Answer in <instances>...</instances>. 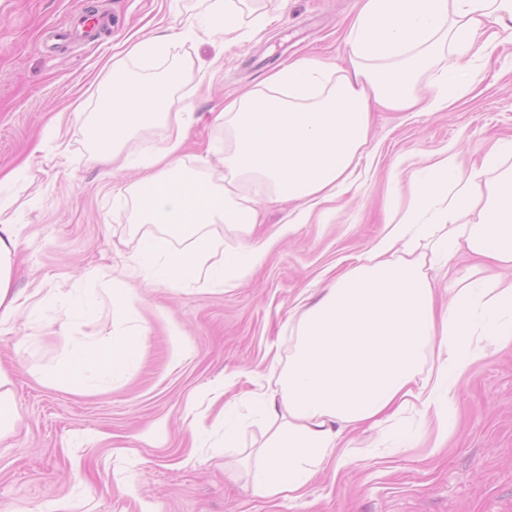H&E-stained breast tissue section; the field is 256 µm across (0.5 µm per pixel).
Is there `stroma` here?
<instances>
[{
  "instance_id": "obj_1",
  "label": "stroma",
  "mask_w": 512,
  "mask_h": 512,
  "mask_svg": "<svg viewBox=\"0 0 512 512\" xmlns=\"http://www.w3.org/2000/svg\"><path fill=\"white\" fill-rule=\"evenodd\" d=\"M87 6L111 26L44 52L42 39ZM257 7L266 24L247 12L237 32L200 38L184 24L202 0H0V203L22 239L12 288L42 290L36 313L21 312L14 333L0 336L15 418L0 438V512H59L64 501L70 512H512V350L489 354L461 386L446 448L432 451V429L405 410L356 433L348 456L324 465L299 499L253 495L219 427L196 442L188 436L189 408H209L220 380L247 421L241 446L262 444L255 391L276 395L302 312L384 234L390 211L408 205L412 172L447 157L467 172L485 169L491 148L512 138V41L473 56L446 50L426 82L465 65L475 75L470 91L438 112L373 109L361 163L336 201L305 224L294 221L296 203L269 204L254 233L265 256L234 287L154 286L127 269L140 232L123 190L166 129L143 131L125 146L127 163L103 176L91 160L99 84L114 54L158 27L181 31L151 61L126 65L151 77L185 64L171 105L192 107L187 162L207 159L222 177L224 130L214 114L225 99L262 89L272 69L299 56L335 74L360 0ZM76 110L81 120L57 137L52 118ZM116 288L131 291L118 323ZM70 290L95 297L93 315L69 306ZM117 325L144 335L142 359L124 379L85 394L41 382L72 347L100 345Z\"/></svg>"
}]
</instances>
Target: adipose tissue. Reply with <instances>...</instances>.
<instances>
[{
    "label": "adipose tissue",
    "mask_w": 512,
    "mask_h": 512,
    "mask_svg": "<svg viewBox=\"0 0 512 512\" xmlns=\"http://www.w3.org/2000/svg\"><path fill=\"white\" fill-rule=\"evenodd\" d=\"M490 24L512 37V0H361L347 32L349 66L334 81L324 82L313 61L299 58L271 72L264 91L225 102L216 116L224 127L220 182L187 166L182 153L187 112L169 105L181 69L145 82L113 63L99 86L96 153L116 157L142 130L163 123L164 145L143 181L127 191L133 221L195 240L191 248L163 253L157 237L142 235L135 269L167 287L233 285L260 262L262 246L222 253L202 237L203 227L249 231L263 204L282 197L311 208L335 200L361 159L371 103L393 112L449 107L470 90L471 75L446 70L425 92L423 76L445 48L475 50ZM246 180L256 185L255 196L241 194ZM475 210L479 222H466ZM427 211L431 222L420 223ZM20 245L17 225L0 206L1 335L10 333L24 305L11 287ZM462 251L475 263L451 276L448 302L438 304L430 273ZM505 269H512V176L495 184L450 158L418 168L410 205L302 314L278 400L258 397L274 425L262 446L246 453L258 464L253 493L302 497L320 465L350 447L352 432L379 427L410 407L428 420L433 446L441 448L460 384L489 347L512 346V279L502 277ZM104 344L71 349L62 365L42 373V382L66 381L86 392L97 378H123L141 359L139 335L114 331Z\"/></svg>",
    "instance_id": "adipose-tissue-1"
}]
</instances>
